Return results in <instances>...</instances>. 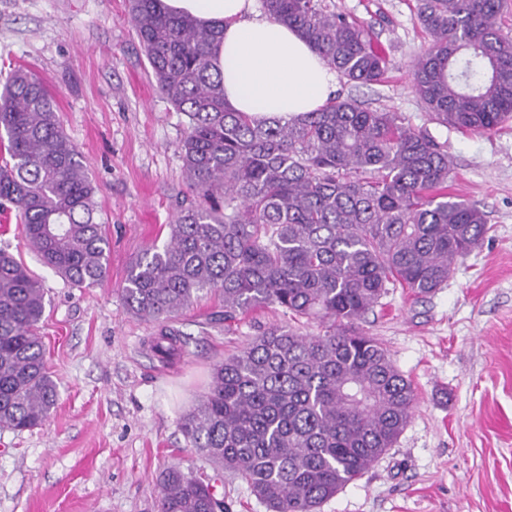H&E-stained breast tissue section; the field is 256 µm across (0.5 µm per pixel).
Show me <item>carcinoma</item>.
I'll use <instances>...</instances> for the list:
<instances>
[{
	"mask_svg": "<svg viewBox=\"0 0 512 512\" xmlns=\"http://www.w3.org/2000/svg\"><path fill=\"white\" fill-rule=\"evenodd\" d=\"M506 0H417L431 37L412 70L429 121L490 133L512 119ZM348 82L378 84L385 56L364 25L324 0H262ZM130 23L158 92L188 119L178 145L199 202L163 246L130 262L128 312L161 326L170 359L188 344L167 323L204 292L229 322L257 309L319 324L316 336L269 327L213 365L211 384L180 419L187 445L234 473L269 512H316L392 448L417 394L388 351L360 328L391 288L427 296L488 232L476 205L448 192V153L398 112L332 99L290 120H256L224 104L212 48L223 35L160 0H129ZM97 187L64 133L42 80L17 68L0 89V208H14L45 266L89 287L110 242ZM41 283L0 247V428L42 423L58 400L37 324ZM160 512H227L212 481L180 465L160 476Z\"/></svg>",
	"mask_w": 512,
	"mask_h": 512,
	"instance_id": "1",
	"label": "carcinoma"
}]
</instances>
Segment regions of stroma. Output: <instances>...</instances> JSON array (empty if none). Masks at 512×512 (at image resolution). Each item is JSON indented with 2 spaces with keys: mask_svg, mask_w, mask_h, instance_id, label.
<instances>
[{
  "mask_svg": "<svg viewBox=\"0 0 512 512\" xmlns=\"http://www.w3.org/2000/svg\"><path fill=\"white\" fill-rule=\"evenodd\" d=\"M327 3L368 27L388 63L385 83L341 79L337 96L401 113L446 143L450 188L486 213L489 231L445 287L424 298L391 290L366 316L418 403L393 448L319 512H512V121L484 134L428 122L411 79L430 46L415 0ZM15 66L53 96L97 186L111 251L101 284L75 286L0 212V246L44 289L38 329L59 393L40 426L0 429V512H159L166 466L215 474L179 430L213 365L289 319L264 309L215 324L220 299L202 296L176 316L189 344L166 361L151 349L155 324L126 311L131 260L164 244L193 199L178 150L187 118L158 93L128 0H0V70Z\"/></svg>",
  "mask_w": 512,
  "mask_h": 512,
  "instance_id": "stroma-1",
  "label": "stroma"
}]
</instances>
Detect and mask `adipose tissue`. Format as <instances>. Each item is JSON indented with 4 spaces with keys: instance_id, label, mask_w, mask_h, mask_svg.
I'll return each instance as SVG.
<instances>
[{
    "instance_id": "1",
    "label": "adipose tissue",
    "mask_w": 512,
    "mask_h": 512,
    "mask_svg": "<svg viewBox=\"0 0 512 512\" xmlns=\"http://www.w3.org/2000/svg\"><path fill=\"white\" fill-rule=\"evenodd\" d=\"M175 15L220 25L214 62L224 76V102L255 119L289 120L322 108L336 74L293 29L257 17L254 0H161Z\"/></svg>"
}]
</instances>
